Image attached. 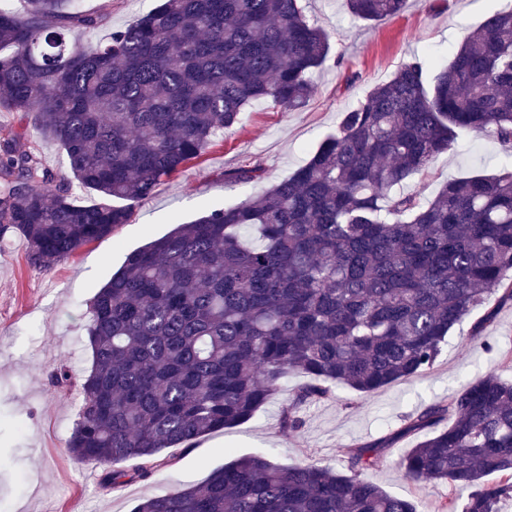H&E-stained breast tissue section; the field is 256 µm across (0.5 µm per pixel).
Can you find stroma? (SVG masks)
<instances>
[{
  "mask_svg": "<svg viewBox=\"0 0 512 512\" xmlns=\"http://www.w3.org/2000/svg\"><path fill=\"white\" fill-rule=\"evenodd\" d=\"M159 0H81L82 9L110 7L97 41ZM305 14L330 35L332 56L313 74L309 103L291 111L269 101L246 108L242 120L198 159L163 181L136 206L129 223L112 237L81 247L69 259L44 270L28 261L19 235H0V512H132L139 500L203 481L234 458L268 454L285 466L316 463L340 471V448L366 443L402 425L433 401L452 396L487 372L512 380V303L499 306L495 321L472 339L471 320L450 333L426 374L360 394L338 386L331 398L312 402L300 431L280 429L283 395H276L249 421L196 441L145 482L105 491L100 465L76 460L68 440L82 396L75 387L52 384L60 364L76 375L90 371L89 302L131 251L193 221L212 207L234 205L305 164L344 112L404 62L425 60L431 69L447 65L464 37L489 14L512 9V0H407L403 12L376 24L355 20L344 0H302ZM17 130L19 150L38 147L43 165L65 174L66 154L38 140L31 116L0 112V126ZM261 168L259 180L228 184L225 170ZM512 169V152L483 133L460 134L457 145L426 172L406 181L402 192L432 200L450 179L492 175ZM388 493L418 500L422 512H439L448 498L444 484L412 483L391 461L367 473Z\"/></svg>",
  "mask_w": 512,
  "mask_h": 512,
  "instance_id": "35a3bbf8",
  "label": "stroma"
}]
</instances>
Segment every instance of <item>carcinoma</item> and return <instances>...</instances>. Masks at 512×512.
Masks as SVG:
<instances>
[{
	"label": "carcinoma",
	"mask_w": 512,
	"mask_h": 512,
	"mask_svg": "<svg viewBox=\"0 0 512 512\" xmlns=\"http://www.w3.org/2000/svg\"><path fill=\"white\" fill-rule=\"evenodd\" d=\"M23 3H0V49L10 50L0 53V112L33 113L72 174L56 175L0 128V233L22 236L39 268L128 223L249 104L304 107L331 54L301 0H160L98 43L86 34L101 14L73 0ZM405 4L346 0L364 22ZM470 129L512 149V11L486 17L432 78L417 58L401 64L287 178L126 256L91 300L89 373L51 374L82 393L74 457L120 488L150 479L163 450L251 419L291 373L310 377L281 406L279 427L298 431L301 409L331 397L329 383L365 394L432 369L448 333L491 295L512 302V170L451 180L427 203L396 192ZM259 177L252 166L224 171L228 183ZM73 179L99 201L79 204ZM419 433L394 461L404 478L448 484L442 512H505L512 384L493 373L341 449L343 473L257 453L133 512H419L365 477Z\"/></svg>",
	"instance_id": "obj_1"
}]
</instances>
